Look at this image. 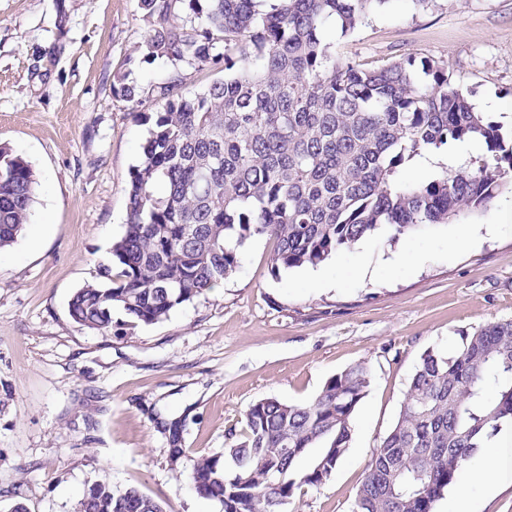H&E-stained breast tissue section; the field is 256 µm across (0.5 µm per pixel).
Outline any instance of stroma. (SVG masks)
I'll use <instances>...</instances> for the list:
<instances>
[{
    "label": "stroma",
    "instance_id": "obj_1",
    "mask_svg": "<svg viewBox=\"0 0 512 512\" xmlns=\"http://www.w3.org/2000/svg\"><path fill=\"white\" fill-rule=\"evenodd\" d=\"M137 0H0V144L31 166L25 230L0 249V512H75L87 488H134L164 512H223L201 497L193 461L223 452L257 401L304 403L355 364L371 383L352 440L323 484L289 512H352L372 454L397 420L428 349L512 319V193L490 208L392 242L361 240L315 267L273 274L277 242L249 241L238 270L155 324L75 323L69 301L108 263L127 222L129 171L149 126L119 95L136 85L154 112L171 68L190 95L223 79L143 57ZM336 56L366 69L413 55L445 66L475 105L512 126V0H389ZM466 235L461 248L451 239ZM185 455L170 461V424Z\"/></svg>",
    "mask_w": 512,
    "mask_h": 512
}]
</instances>
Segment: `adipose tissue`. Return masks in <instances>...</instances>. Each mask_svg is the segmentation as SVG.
Returning <instances> with one entry per match:
<instances>
[{
    "label": "adipose tissue",
    "instance_id": "obj_1",
    "mask_svg": "<svg viewBox=\"0 0 512 512\" xmlns=\"http://www.w3.org/2000/svg\"><path fill=\"white\" fill-rule=\"evenodd\" d=\"M489 478L500 484H512V431L502 432L494 439L483 467L465 471L455 487L452 512H475L472 489Z\"/></svg>",
    "mask_w": 512,
    "mask_h": 512
}]
</instances>
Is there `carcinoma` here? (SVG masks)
Listing matches in <instances>:
<instances>
[{
	"label": "carcinoma",
	"mask_w": 512,
	"mask_h": 512,
	"mask_svg": "<svg viewBox=\"0 0 512 512\" xmlns=\"http://www.w3.org/2000/svg\"><path fill=\"white\" fill-rule=\"evenodd\" d=\"M390 0H137L151 25L144 57L227 76L180 92L177 71L153 89L158 112L129 173L128 219L111 261L69 303L73 321L154 324L238 269L253 237L277 240L271 271L317 266L358 241H391L488 208L512 171L507 132L439 63L407 56L367 70L336 57L323 29L347 34ZM187 22L178 24L177 16ZM477 140L495 162L403 185L432 150ZM34 173L0 145V248L28 224ZM370 370L350 366L305 404L266 398L220 454L193 462L197 493L224 512H288L296 490L327 481L350 447ZM512 425V320L429 349L391 431L375 448L353 512H435L484 440ZM312 448L314 464L300 463ZM77 512H163L136 489L93 484Z\"/></svg>",
	"instance_id": "carcinoma-1"
}]
</instances>
